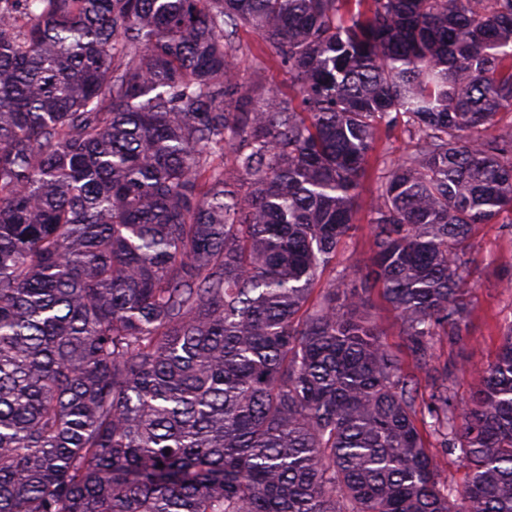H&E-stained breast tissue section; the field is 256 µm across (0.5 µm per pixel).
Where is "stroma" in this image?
Segmentation results:
<instances>
[{"mask_svg":"<svg viewBox=\"0 0 512 512\" xmlns=\"http://www.w3.org/2000/svg\"><path fill=\"white\" fill-rule=\"evenodd\" d=\"M236 40L242 50L236 58V67L244 82H258L274 91H287L288 76L270 48L253 29H241ZM377 188L374 177H366L359 189L363 205L357 218L360 230L356 237L341 249L337 270H344L352 262L367 261L370 256L369 235L365 227L368 220L365 203ZM471 252L474 262L470 267L468 284L473 310L467 320L462 342L455 345H438L433 365L449 368L448 382L458 398H468L474 388L470 374L472 368L493 362L499 348L500 329L512 321V288L506 278L512 275V226L506 224H482L471 236Z\"/></svg>","mask_w":512,"mask_h":512,"instance_id":"35a3bbf8","label":"stroma"}]
</instances>
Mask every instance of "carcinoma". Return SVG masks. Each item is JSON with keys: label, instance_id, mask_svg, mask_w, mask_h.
I'll list each match as a JSON object with an SVG mask.
<instances>
[{"label": "carcinoma", "instance_id": "obj_1", "mask_svg": "<svg viewBox=\"0 0 512 512\" xmlns=\"http://www.w3.org/2000/svg\"><path fill=\"white\" fill-rule=\"evenodd\" d=\"M503 112L512 0H0V512H512V323L468 399L431 368L512 217ZM242 50L236 58V67L242 81H257L274 91L288 94V75L270 48L253 29H239L235 35ZM411 143L405 134L400 130H395L391 134L382 135L378 140L376 152L372 159L373 169L371 175L366 177L361 183L359 189L360 210L358 212V224H361V229L352 241H348L344 249H341L336 259V276L340 274L345 267H348L352 262L358 261L364 263L370 256L369 250V235H368V216H367V203L369 199L375 194L377 183L375 182L373 171L379 167L380 160L386 166L394 161L402 152L411 147ZM373 304L375 312L384 332L383 339L386 344L397 353L403 360L405 367L412 365L409 351L404 336H402L400 325L394 313L388 308L378 292H374Z\"/></svg>", "mask_w": 512, "mask_h": 512}]
</instances>
